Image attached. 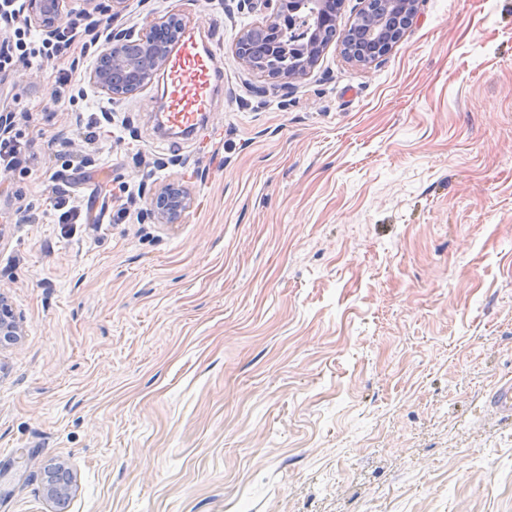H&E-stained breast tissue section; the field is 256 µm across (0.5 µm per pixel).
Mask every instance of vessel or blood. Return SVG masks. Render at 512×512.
Masks as SVG:
<instances>
[{"label": "vessel or blood", "instance_id": "b4317fda", "mask_svg": "<svg viewBox=\"0 0 512 512\" xmlns=\"http://www.w3.org/2000/svg\"><path fill=\"white\" fill-rule=\"evenodd\" d=\"M167 124L179 131H194L210 111L222 77L214 50L187 38L170 46L165 65Z\"/></svg>", "mask_w": 512, "mask_h": 512}]
</instances>
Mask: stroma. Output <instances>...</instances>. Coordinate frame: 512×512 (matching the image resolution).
Returning a JSON list of instances; mask_svg holds the SVG:
<instances>
[{
  "instance_id": "obj_1",
  "label": "stroma",
  "mask_w": 512,
  "mask_h": 512,
  "mask_svg": "<svg viewBox=\"0 0 512 512\" xmlns=\"http://www.w3.org/2000/svg\"><path fill=\"white\" fill-rule=\"evenodd\" d=\"M172 11L224 70L184 144L149 88L56 97L66 58L0 90L41 162L0 173V512H512V0H418L387 56L335 41L290 84L235 55L261 0H127L112 29ZM103 110L122 141L83 142ZM80 150L69 227L48 175ZM49 202L54 211H59L60 214L58 216L59 224H85L87 222V218H85L84 222L82 220V210L77 202L74 200V197L69 193L53 191L51 197L49 198Z\"/></svg>"
}]
</instances>
